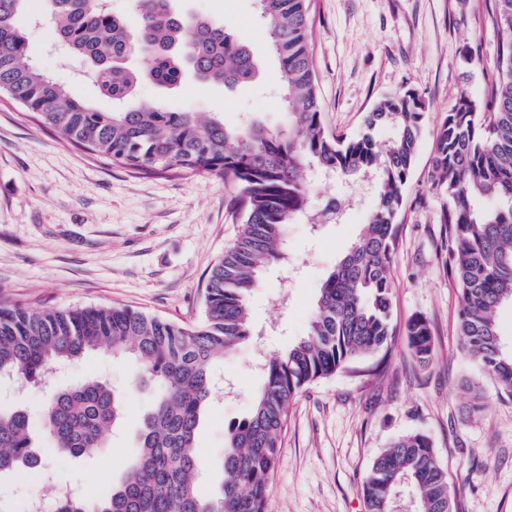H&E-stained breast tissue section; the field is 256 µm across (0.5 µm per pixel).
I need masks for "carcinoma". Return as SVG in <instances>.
Instances as JSON below:
<instances>
[{"label": "carcinoma", "instance_id": "cac0c4a2", "mask_svg": "<svg viewBox=\"0 0 512 512\" xmlns=\"http://www.w3.org/2000/svg\"><path fill=\"white\" fill-rule=\"evenodd\" d=\"M29 0H0V88L69 143L104 164L150 176L208 173L239 187L244 222L234 244L210 269L203 321L185 326L126 306L34 310L0 305V377L42 381L52 367L104 350L138 364L137 382L160 391L144 415L137 450L120 483L89 501L56 497L55 512H265L281 435L294 397L318 379L390 348L393 283L404 190L422 135L425 102L412 90L379 100L354 137L328 134L321 122L307 0H260L259 13L278 62L279 102L288 125L229 126L217 112L129 106L143 80L173 88L189 74L227 88L258 78L251 49L224 24L181 16L173 0H135L138 22L112 14L107 0H48L59 41L83 59L112 107L84 101L28 57L17 18ZM501 33L491 80L479 100L464 93L437 131L430 180L441 197L438 223L444 269L460 294L463 355L512 397V352L501 347L497 311L512 304V0H488ZM141 56L147 67L130 59ZM382 128L391 131L379 137ZM361 177L375 203L348 253L317 296L308 334L270 357L250 414L224 445L218 492L198 489L197 438L214 391L211 363L251 336L250 296L262 272L286 259L288 225L320 223L310 210L306 171ZM405 335L415 358L430 362L428 320L416 315ZM125 395L90 378L55 393L43 434L65 457L96 454L123 420ZM38 462L27 415L0 409V475ZM415 490L412 512H453L445 471L430 437L403 435L372 461L362 484L367 512H396L402 490Z\"/></svg>", "mask_w": 512, "mask_h": 512}]
</instances>
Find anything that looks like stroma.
Segmentation results:
<instances>
[{
	"label": "stroma",
	"instance_id": "1",
	"mask_svg": "<svg viewBox=\"0 0 512 512\" xmlns=\"http://www.w3.org/2000/svg\"><path fill=\"white\" fill-rule=\"evenodd\" d=\"M487 0H310L314 67L323 121L351 137L374 103L415 90L426 103L420 148L404 194L396 252L393 320L424 316L435 354L414 357L405 336L376 355L315 381L291 402L266 512H365L361 484L372 459L414 431L432 440L448 477L455 512H512V398L460 352V293L442 269L440 197L429 180L436 132L461 94L481 97L492 76L499 35ZM180 8L223 23L263 68V85L231 90L189 77L166 91L149 81L136 103L175 111L217 112L235 126L258 120L272 129L288 116L268 88L277 78L255 0H180ZM30 58L83 99L103 104L79 59L54 51L46 0H29L18 17ZM238 188L207 173L182 178L138 175L72 147L16 104L0 102V303L35 309L125 305L192 325L201 321L205 278L236 239L243 214ZM342 206L340 220L312 231L288 227V261L272 268L251 298L255 334L214 369L224 382L198 434L202 492L217 491L229 430L247 417L263 385L262 361L305 336L316 294L368 221L370 184L319 179L311 209ZM133 360L94 351L60 369L51 385L0 380V407L25 410L41 432L54 392L96 376L128 394L122 425L90 458L43 454L42 475L0 477V512H23L32 499L52 501L57 486L90 498L118 482L133 458L152 387L134 384ZM480 389L489 410L470 411Z\"/></svg>",
	"mask_w": 512,
	"mask_h": 512
}]
</instances>
